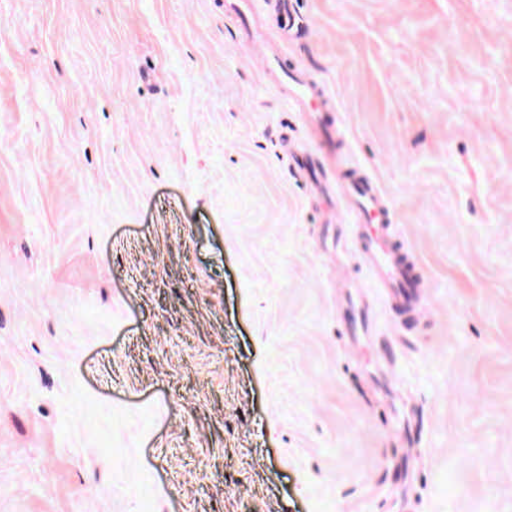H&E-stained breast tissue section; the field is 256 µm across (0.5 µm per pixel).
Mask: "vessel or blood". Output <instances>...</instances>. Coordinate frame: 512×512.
<instances>
[{
    "mask_svg": "<svg viewBox=\"0 0 512 512\" xmlns=\"http://www.w3.org/2000/svg\"><path fill=\"white\" fill-rule=\"evenodd\" d=\"M281 86L299 111L333 109L324 88L301 75L284 74ZM342 193L353 215L362 260L382 288L386 302L399 309L410 307L422 284L411 254L393 234V216L383 192L372 177L356 174L345 181Z\"/></svg>",
    "mask_w": 512,
    "mask_h": 512,
    "instance_id": "b4317fda",
    "label": "vessel or blood"
}]
</instances>
